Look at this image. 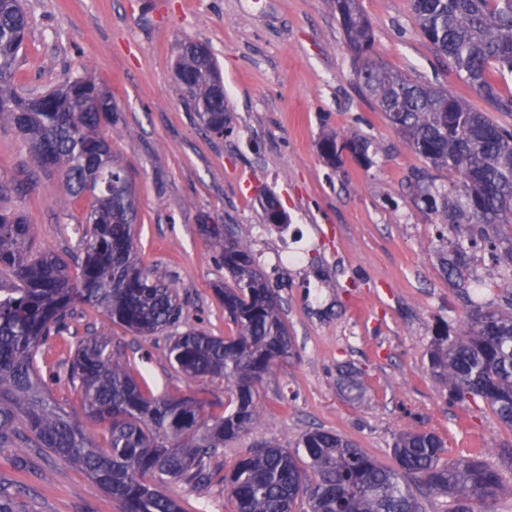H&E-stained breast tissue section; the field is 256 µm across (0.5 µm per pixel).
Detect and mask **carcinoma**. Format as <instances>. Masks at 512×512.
<instances>
[{
	"label": "carcinoma",
	"instance_id": "obj_1",
	"mask_svg": "<svg viewBox=\"0 0 512 512\" xmlns=\"http://www.w3.org/2000/svg\"><path fill=\"white\" fill-rule=\"evenodd\" d=\"M362 65V91L408 147L450 175L448 188L420 190L425 209L454 234L443 267L462 272L482 243L500 269L509 311L478 309L452 336L443 330L428 352L431 374L448 386L453 403L480 401L512 427V128L492 120L453 92L410 78L371 57L373 34L358 0H328ZM419 32L448 68L496 112H512V0H410ZM29 20L22 0H0V125L13 129L40 168L55 169L73 197L89 199L83 215V256L77 271L51 250L35 251L36 227L14 211H0V448H44L92 478L120 512H188L166 493L180 482L198 491L224 485L231 512H422L431 494L449 497L453 512H495L512 471V448L499 462L482 451L444 457L436 433L409 428L393 443L386 466L345 436L306 431L290 449L265 444L226 470L214 464L224 446L263 416L259 386L293 355L281 299L249 246L224 224L203 234L232 284L214 289L233 328L214 336L198 328L174 333L168 360L191 379L224 382L222 413L191 394H156L136 376L125 345L90 330L80 337L65 374L38 360L39 349L69 328L76 306L102 312L141 337L178 327L185 302L175 283L144 267L135 246L137 204L125 167L112 153L108 129L119 123L112 95L89 72L68 77L33 103L13 87L14 65ZM178 82L206 131L230 132L222 81L208 44L188 40L175 62ZM369 141L318 144L333 167L351 154L374 163ZM263 209L282 224L287 214L271 194ZM65 379L77 394L81 420L52 397L49 383ZM106 430L99 443L87 423Z\"/></svg>",
	"mask_w": 512,
	"mask_h": 512
}]
</instances>
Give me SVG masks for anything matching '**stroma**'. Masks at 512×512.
<instances>
[{"mask_svg":"<svg viewBox=\"0 0 512 512\" xmlns=\"http://www.w3.org/2000/svg\"><path fill=\"white\" fill-rule=\"evenodd\" d=\"M374 54L394 70L446 87L484 109L481 98L421 36L409 0H359ZM30 17L15 66L22 95L44 93L89 70L119 109L112 151L127 169L138 202L136 245L143 265L174 280L187 305L182 327L221 336L230 322L213 288L224 268L200 232L203 216L235 225L277 289L295 340L293 356L259 388L264 420L226 445L232 466L264 441L295 445L308 429L345 435L384 465L394 437L408 427L436 432L446 455L479 448L488 461L512 448V429L482 403L452 404L430 373L426 352L438 326L457 330L479 305L500 299L499 272L475 251L462 277L446 275L441 227L419 200L420 187L444 189L447 173L428 167L363 95L358 64L327 0H23ZM186 39L207 42L227 92L232 131L208 133L189 112L174 60ZM367 139L370 168L345 158L330 168L317 145L325 133ZM0 178L29 181L0 206L36 224V245L70 258L81 249L78 223L88 201L68 197L56 172L33 164L26 145L0 127ZM276 195L289 227L268 224L263 193ZM299 245L294 266L277 260ZM121 338L154 392L190 393L221 403V382L193 380L167 359L168 333L142 339L101 313L78 308L67 333L42 349L43 363L64 369L86 327ZM359 373L360 396L342 387ZM35 475L23 478L15 456ZM0 487L18 512H118L82 471L42 448L0 451ZM167 491L187 512H230L214 484Z\"/></svg>","mask_w":512,"mask_h":512,"instance_id":"35a3bbf8","label":"stroma"}]
</instances>
